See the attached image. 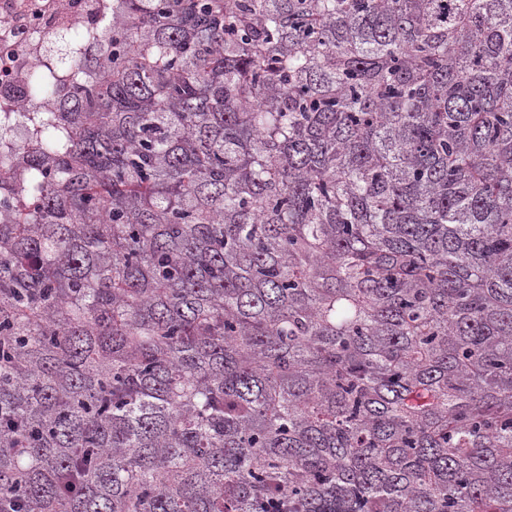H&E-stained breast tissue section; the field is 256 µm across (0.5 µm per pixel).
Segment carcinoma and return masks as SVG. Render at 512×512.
Here are the masks:
<instances>
[{
  "mask_svg": "<svg viewBox=\"0 0 512 512\" xmlns=\"http://www.w3.org/2000/svg\"><path fill=\"white\" fill-rule=\"evenodd\" d=\"M115 2L0 159V512H512V0Z\"/></svg>",
  "mask_w": 512,
  "mask_h": 512,
  "instance_id": "cac0c4a2",
  "label": "carcinoma"
}]
</instances>
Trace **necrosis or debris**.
Returning <instances> with one entry per match:
<instances>
[{
    "mask_svg": "<svg viewBox=\"0 0 512 512\" xmlns=\"http://www.w3.org/2000/svg\"><path fill=\"white\" fill-rule=\"evenodd\" d=\"M112 0H0V112L44 109L22 99L46 58L48 40L63 31H96Z\"/></svg>",
    "mask_w": 512,
    "mask_h": 512,
    "instance_id": "obj_1",
    "label": "necrosis or debris"
}]
</instances>
